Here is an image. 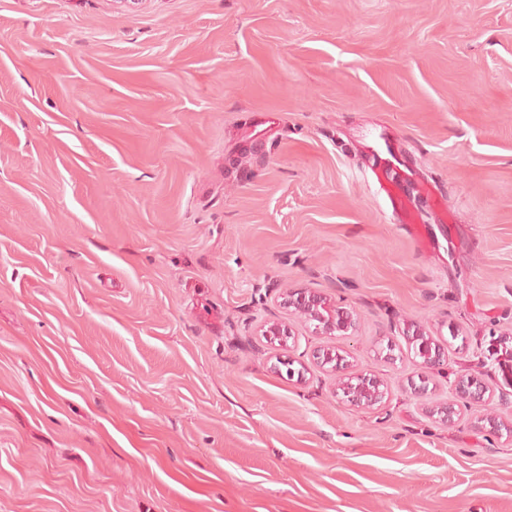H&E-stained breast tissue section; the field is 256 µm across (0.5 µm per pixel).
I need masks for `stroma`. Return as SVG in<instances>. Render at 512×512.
<instances>
[{"label":"stroma","mask_w":512,"mask_h":512,"mask_svg":"<svg viewBox=\"0 0 512 512\" xmlns=\"http://www.w3.org/2000/svg\"><path fill=\"white\" fill-rule=\"evenodd\" d=\"M287 289L358 330L267 343ZM510 332L512 0H0V512H512V439L429 414L471 374L512 420ZM375 193L381 198L388 222L399 224L420 244H425L422 231V214L417 199L425 202L440 224L448 222V210L443 200L429 182L411 185L406 173L393 167L378 165L371 168ZM411 188V190H410ZM403 335L407 342L414 347L419 358L417 366L420 370L418 379L420 384L411 381V389L417 395H424L428 392L427 372L441 371L448 367V352L444 345L432 339L426 334L423 328L414 324H408L404 328ZM316 359L321 367L328 366L331 371L338 374V387L348 401L367 408L380 406L383 403L388 394L384 383L368 373L344 377L348 364L344 356L339 352L336 353L335 349L320 350Z\"/></svg>","instance_id":"35a3bbf8"}]
</instances>
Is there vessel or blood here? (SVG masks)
I'll list each match as a JSON object with an SVG mask.
<instances>
[{"label":"vessel or blood","instance_id":"b4317fda","mask_svg":"<svg viewBox=\"0 0 512 512\" xmlns=\"http://www.w3.org/2000/svg\"><path fill=\"white\" fill-rule=\"evenodd\" d=\"M375 193L381 198L389 223L400 225L416 240H423L421 205H428L436 221H448V211L433 185L409 184L406 174L390 166L372 168Z\"/></svg>","mask_w":512,"mask_h":512}]
</instances>
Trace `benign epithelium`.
<instances>
[{"instance_id": "1", "label": "benign epithelium", "mask_w": 512, "mask_h": 512, "mask_svg": "<svg viewBox=\"0 0 512 512\" xmlns=\"http://www.w3.org/2000/svg\"><path fill=\"white\" fill-rule=\"evenodd\" d=\"M281 305L311 323L313 333L319 336H345L357 326L358 316L355 311L337 305L335 300L321 292L288 291L282 297ZM403 335L414 347L419 358V382H411V389L417 395H424L428 392L427 373L447 369L448 352L443 344L432 339L423 328L414 324L407 325ZM262 336L271 343L276 342L283 346L287 344L291 332L285 326L272 322L264 325ZM316 359L321 367H327L338 374V387L348 401L367 408L383 403L388 394L384 383L368 373L344 376L347 362L336 350L322 349ZM487 393L488 388L477 377L461 376L455 381L453 399L435 406L431 413L438 416L442 423H450L457 415V401L462 400L470 405L483 403L487 401Z\"/></svg>"}]
</instances>
